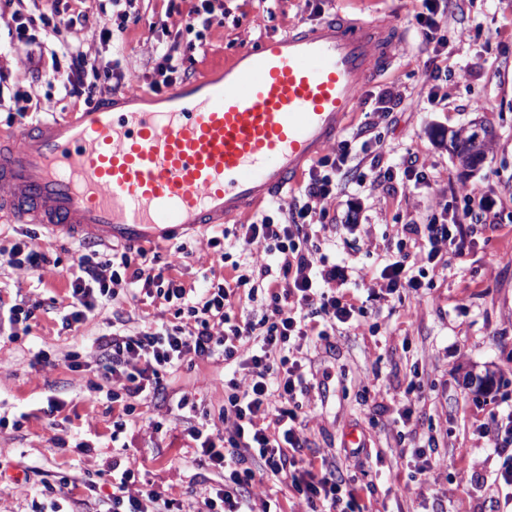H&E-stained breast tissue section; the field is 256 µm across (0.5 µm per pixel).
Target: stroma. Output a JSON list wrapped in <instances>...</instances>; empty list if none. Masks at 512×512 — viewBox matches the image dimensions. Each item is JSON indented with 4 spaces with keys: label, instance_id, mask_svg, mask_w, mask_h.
Listing matches in <instances>:
<instances>
[{
    "label": "stroma",
    "instance_id": "stroma-1",
    "mask_svg": "<svg viewBox=\"0 0 512 512\" xmlns=\"http://www.w3.org/2000/svg\"><path fill=\"white\" fill-rule=\"evenodd\" d=\"M438 35L447 44L439 61L444 97L427 99L432 84L422 35L411 23L415 0H223L224 24L212 28L205 52L187 50L182 20L198 0H134L135 18L119 38H100L99 21L112 0H13L0 9V130H16L32 121L84 110V102L49 85L52 32L38 31L44 52L32 59L10 50L14 13L36 17L59 10L85 16L78 37L90 63L105 69L121 60L122 88L150 90L160 62L157 42L174 46L185 79L205 77L212 66L264 37L288 27L307 26L342 12L353 18L389 22L396 32V59L369 90L393 86L402 93L390 112L369 124L354 112L345 131L366 140L380 137V148L351 166L317 238L330 260L358 267L376 266L393 235L404 224H424L442 209L460 208L463 194L492 200L499 228L475 230L466 255L439 271L431 290L405 302L383 301L371 309L368 327L338 330L330 347L312 351L310 402L305 409L312 459L327 458L362 485L370 512H512L506 492L492 479L500 463L476 429L492 407L512 405V0H444ZM27 114H20L23 105ZM477 134L486 156L464 166L446 134ZM414 145L431 189L375 180L377 171L398 163L403 147ZM214 226L208 236H217ZM208 236L186 235L191 251L171 274L200 287L204 278L223 277L224 264L207 244ZM60 257V265L37 271L0 266V307L37 305L26 336L0 334V465L10 475L34 468L29 480L0 490V512H31L42 481L83 469L100 472L98 495L71 492L73 512H106L112 493L110 465L139 470L148 488L191 502L217 484V472L192 464L194 444L186 429L190 418H173L171 405L189 395L199 406L216 410L224 403L223 362L183 364L168 376L163 397L140 405L120 437L112 435V411L104 394L89 385L97 360L95 340L113 315L129 330L158 320L162 305L119 295L78 329H63L69 304V267L81 244L55 238L29 224L0 222V248L19 241ZM78 350L85 370L75 372L65 356ZM426 395L418 409L419 432L436 438L437 468L422 478L411 455V440L395 419L406 402L410 382ZM60 403L47 413L48 398ZM162 421L151 435L146 419ZM20 428H12L13 420ZM65 434L95 448L91 458L58 450ZM364 448L347 454L350 435Z\"/></svg>",
    "mask_w": 512,
    "mask_h": 512
}]
</instances>
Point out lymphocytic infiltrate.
<instances>
[{
    "label": "lymphocytic infiltrate",
    "instance_id": "lymphocytic-infiltrate-1",
    "mask_svg": "<svg viewBox=\"0 0 512 512\" xmlns=\"http://www.w3.org/2000/svg\"><path fill=\"white\" fill-rule=\"evenodd\" d=\"M76 24L55 10L17 21L13 49L31 54L38 27L59 34L61 40L51 51L53 77L66 97L89 104L102 85L123 74L117 63L106 72L89 63ZM351 152V140H342L310 167L292 204L280 208L278 217L265 215L233 230L241 247H263L276 258V267L257 270L230 260L226 241L218 236L208 244L220 260L229 261L233 275L198 289L149 265L142 249L104 252L91 246L77 258L69 283L71 302L62 317L65 328L84 324L124 284H141L147 297L163 301L171 312L170 319L135 332L126 330L122 318H113L97 339L94 388L122 407L112 423L113 435L124 431L138 405L164 394L167 375L183 363L220 358L236 372L224 383V404L218 412L186 395L176 405L197 420L188 429L197 465L224 476L195 500L192 512H283L278 500L253 492L269 476L287 479L305 512L341 504L348 512H366L360 487L351 477L332 463L304 456L308 438L300 398L309 391L312 361L302 347L327 340L339 328L363 326L369 302L422 297L430 275L464 256L473 211L486 212L490 206L467 203L428 223L403 225L401 239L387 248L380 268L347 269L321 253L314 228L323 224L342 189ZM410 242L417 249L412 258L404 251ZM159 503L166 512L181 507L177 500L144 488L138 471H113L107 512H152Z\"/></svg>",
    "mask_w": 512,
    "mask_h": 512
}]
</instances>
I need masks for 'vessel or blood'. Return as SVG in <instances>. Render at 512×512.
<instances>
[{"label":"vessel or blood","mask_w":512,"mask_h":512,"mask_svg":"<svg viewBox=\"0 0 512 512\" xmlns=\"http://www.w3.org/2000/svg\"><path fill=\"white\" fill-rule=\"evenodd\" d=\"M384 22L343 15L238 50L208 76L0 132V217L142 248L277 200L333 148L370 78Z\"/></svg>","instance_id":"vessel-or-blood-1"}]
</instances>
